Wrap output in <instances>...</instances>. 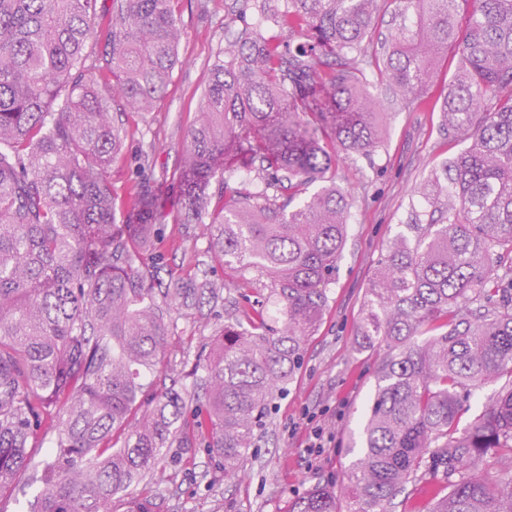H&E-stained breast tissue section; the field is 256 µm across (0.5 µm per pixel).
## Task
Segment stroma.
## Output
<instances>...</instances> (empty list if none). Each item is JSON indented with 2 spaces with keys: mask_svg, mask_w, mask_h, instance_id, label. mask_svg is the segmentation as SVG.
<instances>
[{
  "mask_svg": "<svg viewBox=\"0 0 512 512\" xmlns=\"http://www.w3.org/2000/svg\"><path fill=\"white\" fill-rule=\"evenodd\" d=\"M254 3L181 0L180 63L164 98L154 112L115 115L127 130L123 153L108 171L117 208H124L134 187L146 181L160 194L167 213L144 258V273L165 286L205 279L222 286L218 299L179 305L167 314L166 356L186 389L193 386L189 367L198 350L236 316L241 293L260 300L269 325L278 328L285 320L266 274L251 272L243 288L234 287L230 274L211 257L202 225L184 226L171 215L178 193L171 175L181 164L211 68L242 29H272ZM367 88L387 114V136L375 167L357 156L341 158L337 165L336 181L351 196L353 208L329 307L306 342L300 369L256 431L241 478L225 476L222 464L200 449L171 467L170 479L117 494L113 512H131L142 499L152 501L153 512H288L290 503L316 482L343 481L375 392L374 353L361 347L358 337L366 290L389 241L408 222L419 185L462 148L445 135L439 112L402 107L378 74H368ZM318 425L334 433L330 448L321 451L308 445V432Z\"/></svg>",
  "mask_w": 512,
  "mask_h": 512,
  "instance_id": "1",
  "label": "stroma"
}]
</instances>
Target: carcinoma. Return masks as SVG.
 Returning <instances> with one entry per match:
<instances>
[{
  "label": "carcinoma",
  "instance_id": "carcinoma-1",
  "mask_svg": "<svg viewBox=\"0 0 512 512\" xmlns=\"http://www.w3.org/2000/svg\"><path fill=\"white\" fill-rule=\"evenodd\" d=\"M97 2L0 0V512L20 496L27 512H112L116 494L201 446L236 472L328 307L351 208L337 160L376 165L386 117L366 73L416 108L442 54L458 68L440 112L467 146L419 186L431 210L413 211L367 288L359 336L377 385L362 448L341 485L316 483L289 512H339L342 498L394 512L408 484L439 475L448 494L430 512H512V0H416L415 25L397 0H284L275 34L245 31L213 65L174 175L179 215L206 225L238 278L269 274L286 321L271 328L241 295L250 310L197 356L192 395L175 379L147 393L167 309L139 262L162 209L142 182L117 218L107 177L123 147L110 97L131 112L163 98L180 0H112L89 58ZM387 16L388 46L375 40ZM243 172L260 189L226 194ZM213 179L224 207L211 218ZM207 294L210 281L182 283L166 304ZM494 381L459 428L471 392ZM492 448L494 476L480 469Z\"/></svg>",
  "mask_w": 512,
  "mask_h": 512
}]
</instances>
